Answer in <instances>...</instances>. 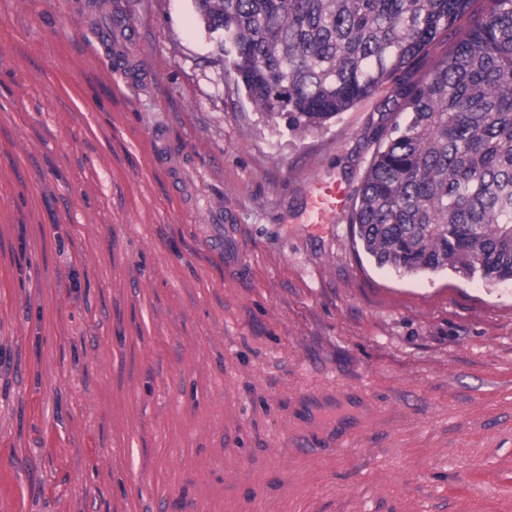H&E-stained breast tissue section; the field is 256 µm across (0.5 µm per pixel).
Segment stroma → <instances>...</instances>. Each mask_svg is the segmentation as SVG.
Segmentation results:
<instances>
[{
    "mask_svg": "<svg viewBox=\"0 0 512 512\" xmlns=\"http://www.w3.org/2000/svg\"><path fill=\"white\" fill-rule=\"evenodd\" d=\"M392 94L300 134L193 0H0V512H512V281L304 222ZM136 39L135 29L124 21H117L112 28V50L114 57L120 61L117 74L124 80L131 81L138 69V61L131 56L128 48Z\"/></svg>",
    "mask_w": 512,
    "mask_h": 512,
    "instance_id": "obj_1",
    "label": "stroma"
}]
</instances>
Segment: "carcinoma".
<instances>
[{
    "label": "carcinoma",
    "instance_id": "cac0c4a2",
    "mask_svg": "<svg viewBox=\"0 0 512 512\" xmlns=\"http://www.w3.org/2000/svg\"><path fill=\"white\" fill-rule=\"evenodd\" d=\"M474 0H194L224 33L249 101L295 132L395 81L352 231L380 268L512 281V0H491L447 57L407 73Z\"/></svg>",
    "mask_w": 512,
    "mask_h": 512
}]
</instances>
